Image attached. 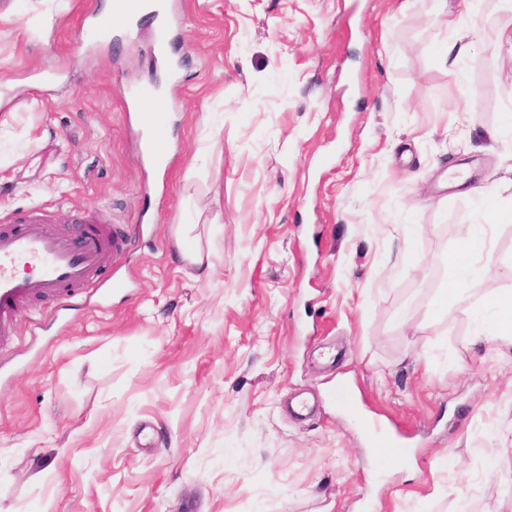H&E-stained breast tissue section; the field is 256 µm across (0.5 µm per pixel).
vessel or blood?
I'll use <instances>...</instances> for the list:
<instances>
[{
	"mask_svg": "<svg viewBox=\"0 0 512 512\" xmlns=\"http://www.w3.org/2000/svg\"><path fill=\"white\" fill-rule=\"evenodd\" d=\"M129 104L137 112L140 125L151 139H159L170 125L173 98L152 87H142L129 95ZM125 241L121 234H109L104 224L72 234L53 231L48 219L36 212L28 216L21 229L0 230V339L14 334V321L22 305L41 295L68 303L83 294L98 292V272L105 258L121 261ZM26 261L28 275H18L14 266ZM370 447L381 459L406 457V442L377 423L363 424Z\"/></svg>",
	"mask_w": 512,
	"mask_h": 512,
	"instance_id": "vessel-or-blood-1",
	"label": "vessel or blood"
}]
</instances>
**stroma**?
I'll list each match as a JSON object with an SVG mask.
<instances>
[{"mask_svg":"<svg viewBox=\"0 0 512 512\" xmlns=\"http://www.w3.org/2000/svg\"><path fill=\"white\" fill-rule=\"evenodd\" d=\"M106 2L0 0V228L100 215L128 282L19 313L0 512H512V343L475 316L512 293V220L471 193L512 207V0H165L163 170L121 96L168 86L155 17L102 32ZM483 223L489 270L439 312ZM363 429L368 445L370 448H378L381 459L405 458L410 453L406 442L377 423L364 421Z\"/></svg>","mask_w":512,"mask_h":512,"instance_id":"1","label":"stroma"}]
</instances>
